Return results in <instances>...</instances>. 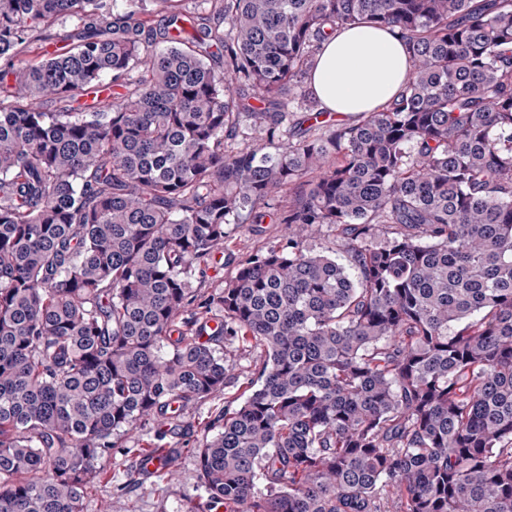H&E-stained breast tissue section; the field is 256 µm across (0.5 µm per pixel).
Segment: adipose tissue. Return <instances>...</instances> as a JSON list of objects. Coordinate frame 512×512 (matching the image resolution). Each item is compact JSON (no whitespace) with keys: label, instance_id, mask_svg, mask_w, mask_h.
I'll return each instance as SVG.
<instances>
[{"label":"adipose tissue","instance_id":"ef3b65f1","mask_svg":"<svg viewBox=\"0 0 512 512\" xmlns=\"http://www.w3.org/2000/svg\"><path fill=\"white\" fill-rule=\"evenodd\" d=\"M410 71L404 43L365 24L326 41L309 78L322 109L356 120L395 96Z\"/></svg>","mask_w":512,"mask_h":512}]
</instances>
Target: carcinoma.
<instances>
[{"label":"carcinoma","mask_w":512,"mask_h":512,"mask_svg":"<svg viewBox=\"0 0 512 512\" xmlns=\"http://www.w3.org/2000/svg\"><path fill=\"white\" fill-rule=\"evenodd\" d=\"M128 3L0 0V512H85L240 339L264 359L199 440L202 512H512V0ZM360 24L411 69L342 124L301 78ZM227 242L224 243V257L231 253L236 261L246 258L251 253L266 250L278 244L288 236L285 224H239L230 227ZM235 266L236 263H231L224 264L223 268H218L217 270L210 269L204 278L195 281L194 287L205 293H209L216 288H222L224 286V279L234 275Z\"/></svg>","instance_id":"cac0c4a2"}]
</instances>
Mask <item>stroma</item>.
<instances>
[{
    "label": "stroma",
    "mask_w": 512,
    "mask_h": 512,
    "mask_svg": "<svg viewBox=\"0 0 512 512\" xmlns=\"http://www.w3.org/2000/svg\"><path fill=\"white\" fill-rule=\"evenodd\" d=\"M287 235L283 224H239L232 226L224 250L234 260H241L278 244ZM224 354L234 367V379L223 392L199 401L179 419L176 433L168 437L179 450L174 476H152L130 484V467L142 449L154 442L158 428L154 421L139 425L117 438L112 456L105 461L87 500V512H196L204 497L198 477L197 442L226 402L238 403L246 397L247 383L264 359L259 350L243 343L225 347Z\"/></svg>",
    "instance_id": "35a3bbf8"
}]
</instances>
